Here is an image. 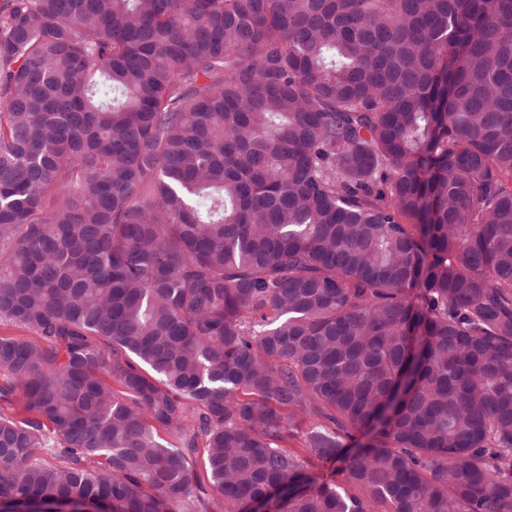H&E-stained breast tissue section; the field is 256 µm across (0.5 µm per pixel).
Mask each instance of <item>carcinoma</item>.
Wrapping results in <instances>:
<instances>
[{"label":"carcinoma","instance_id":"carcinoma-1","mask_svg":"<svg viewBox=\"0 0 512 512\" xmlns=\"http://www.w3.org/2000/svg\"><path fill=\"white\" fill-rule=\"evenodd\" d=\"M0 320V502L512 512V0H0Z\"/></svg>","mask_w":512,"mask_h":512}]
</instances>
